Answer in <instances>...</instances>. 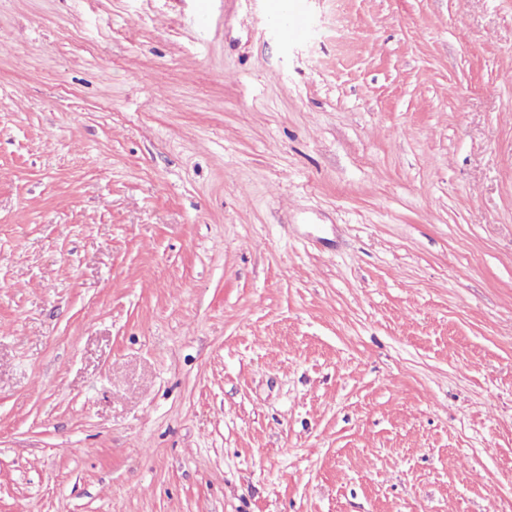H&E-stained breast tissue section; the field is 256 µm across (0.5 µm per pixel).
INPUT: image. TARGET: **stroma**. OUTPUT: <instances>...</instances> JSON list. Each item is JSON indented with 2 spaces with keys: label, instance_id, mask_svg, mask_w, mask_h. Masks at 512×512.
Instances as JSON below:
<instances>
[{
  "label": "stroma",
  "instance_id": "1",
  "mask_svg": "<svg viewBox=\"0 0 512 512\" xmlns=\"http://www.w3.org/2000/svg\"><path fill=\"white\" fill-rule=\"evenodd\" d=\"M0 0V512H512V0Z\"/></svg>",
  "mask_w": 512,
  "mask_h": 512
}]
</instances>
